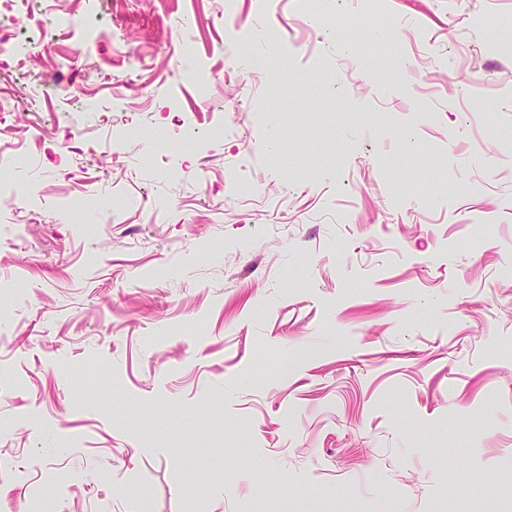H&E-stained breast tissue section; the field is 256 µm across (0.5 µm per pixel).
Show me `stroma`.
Masks as SVG:
<instances>
[{"label": "stroma", "mask_w": 512, "mask_h": 512, "mask_svg": "<svg viewBox=\"0 0 512 512\" xmlns=\"http://www.w3.org/2000/svg\"><path fill=\"white\" fill-rule=\"evenodd\" d=\"M235 10L30 0L0 512H512V0Z\"/></svg>", "instance_id": "obj_1"}]
</instances>
